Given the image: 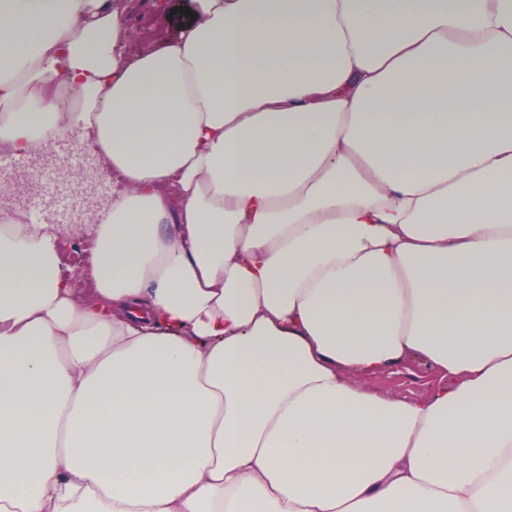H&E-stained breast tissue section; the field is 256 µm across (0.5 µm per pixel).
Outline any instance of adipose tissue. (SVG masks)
Returning a JSON list of instances; mask_svg holds the SVG:
<instances>
[{
  "mask_svg": "<svg viewBox=\"0 0 512 512\" xmlns=\"http://www.w3.org/2000/svg\"><path fill=\"white\" fill-rule=\"evenodd\" d=\"M194 2L0 0V152L112 180L86 291L0 219V512H512V0ZM128 14L127 36L130 47L142 46L147 36L154 30L162 32L167 39L179 38L183 32L195 22L190 21L187 10L195 15V3L193 0H168L164 11L157 13L152 5V0H115ZM183 7L184 14L179 8ZM177 9L176 14L172 11ZM171 15V19L167 16ZM56 153L61 162L77 168L84 163V159L92 156L85 150H80L77 144V137L73 134H65L61 136L52 148ZM440 381L439 373L429 362L415 356L404 360L398 367L366 379L364 383L386 393L417 399L428 395Z\"/></svg>",
  "mask_w": 512,
  "mask_h": 512,
  "instance_id": "adipose-tissue-1",
  "label": "adipose tissue"
}]
</instances>
